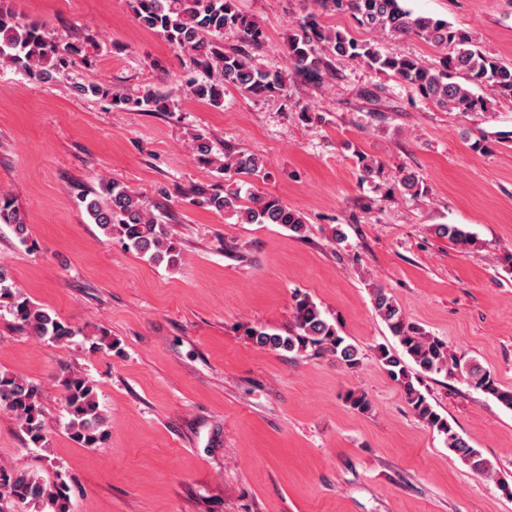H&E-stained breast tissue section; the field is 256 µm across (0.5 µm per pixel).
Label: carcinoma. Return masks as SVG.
<instances>
[{
	"label": "carcinoma",
	"mask_w": 512,
	"mask_h": 512,
	"mask_svg": "<svg viewBox=\"0 0 512 512\" xmlns=\"http://www.w3.org/2000/svg\"><path fill=\"white\" fill-rule=\"evenodd\" d=\"M138 23L152 30L179 51L188 54L202 77L186 81L190 94L208 101L214 107L224 102V87L233 86L248 96L259 99L282 97L286 84L282 74L263 70L255 53L265 43V33L252 16L240 12L235 0H127ZM316 10L298 21L288 36L284 52L298 72L319 76L331 73L328 57L359 62L380 73H392L413 87L425 100L444 112H484L487 99L474 88H487L498 99L512 101V65H505L485 55L468 36L453 28L448 21L429 16H415L401 5V0H315ZM341 10L360 27L379 35H414L439 47H452L435 66L386 53L379 44L359 42L346 34L325 28L319 10ZM238 32L241 45L226 51L224 30ZM81 42L60 44L49 36L45 26L23 23L9 9L0 6V61L23 71L30 79L41 82L55 74L66 73L78 57H85ZM140 112H168L170 99L148 89L142 95L124 99ZM193 151L198 159L223 172L258 176L265 172L264 160L256 154H213L204 136L193 137ZM106 199H93L86 204L91 221L104 235L157 263L176 267L182 261L180 249L171 240L166 225L160 223L144 205L141 197L118 182L103 186ZM191 194L196 202L241 223L279 224L297 236L305 233L303 217L273 196L253 195L250 204L242 203L240 190L231 186L209 188L198 186ZM0 223L12 227L22 241L28 235L25 215L8 200L0 199ZM439 237L467 245L471 234L455 224L433 227ZM10 276L0 268V302L29 333L38 339L62 343L74 335L68 323L49 310L34 305L17 294L9 283ZM376 314L397 340L401 353L387 346L379 348V358L388 376L401 388L413 412L427 427L446 437L448 450L473 471L490 474V462L471 447L448 418L440 414L421 390L422 376L442 374L448 379L463 376L468 385L512 409V389L503 387L495 374L482 366L464 362L448 349L442 339L431 336L409 321L398 303L385 289L372 291ZM295 330L282 336L265 328L251 329L255 345L270 351L297 354L310 350L330 355L349 370L360 365L359 350L346 342L336 326L327 321L317 304L307 296L294 300ZM63 408L67 414V431L80 446L103 448L108 441L106 417L96 401L92 383L62 368ZM0 407L13 412L22 422L29 442L44 446L46 430L42 420L39 388L23 378L0 373ZM68 486L62 478L46 483L25 470L0 469V502L9 500L32 512H69Z\"/></svg>",
	"instance_id": "carcinoma-1"
}]
</instances>
